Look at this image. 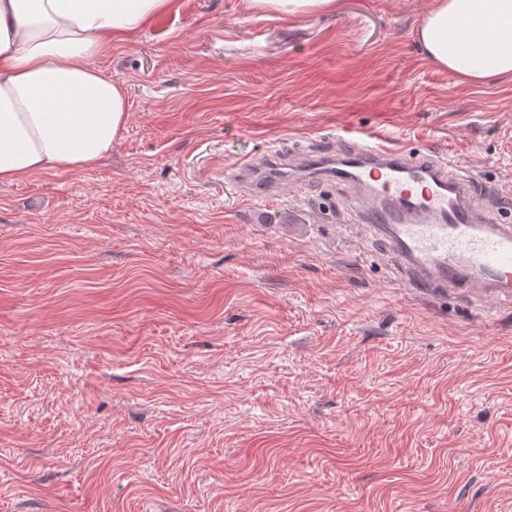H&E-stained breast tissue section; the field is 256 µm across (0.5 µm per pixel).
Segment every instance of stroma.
<instances>
[{"mask_svg":"<svg viewBox=\"0 0 512 512\" xmlns=\"http://www.w3.org/2000/svg\"><path fill=\"white\" fill-rule=\"evenodd\" d=\"M430 5L178 0L93 58L111 156L0 184V512H512V303L410 288L347 182L232 178L419 148L512 224V78L425 58ZM254 7L282 18H297L336 7L335 0H251ZM288 156L281 153L266 154L261 158L251 159L239 164L236 175L245 183L246 192L259 194L265 198L277 196L282 189V176L272 171L291 166Z\"/></svg>","mask_w":512,"mask_h":512,"instance_id":"35a3bbf8","label":"stroma"}]
</instances>
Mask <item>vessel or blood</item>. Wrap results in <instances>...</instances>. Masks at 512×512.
Listing matches in <instances>:
<instances>
[{
    "instance_id": "b4317fda",
    "label": "vessel or blood",
    "mask_w": 512,
    "mask_h": 512,
    "mask_svg": "<svg viewBox=\"0 0 512 512\" xmlns=\"http://www.w3.org/2000/svg\"><path fill=\"white\" fill-rule=\"evenodd\" d=\"M338 157L336 179L356 189L351 208L385 243L410 287L430 294L463 288L512 301V225L473 207L469 175L407 149L355 144ZM290 164L283 154H268L238 165L236 174L248 194L272 198Z\"/></svg>"
}]
</instances>
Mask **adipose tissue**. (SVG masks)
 I'll use <instances>...</instances> for the list:
<instances>
[{
	"mask_svg": "<svg viewBox=\"0 0 512 512\" xmlns=\"http://www.w3.org/2000/svg\"><path fill=\"white\" fill-rule=\"evenodd\" d=\"M176 0H0V183L90 167L127 119L121 81L92 58ZM433 63L480 85L512 76V0H434L416 29Z\"/></svg>",
	"mask_w": 512,
	"mask_h": 512,
	"instance_id": "1",
	"label": "adipose tissue"
}]
</instances>
